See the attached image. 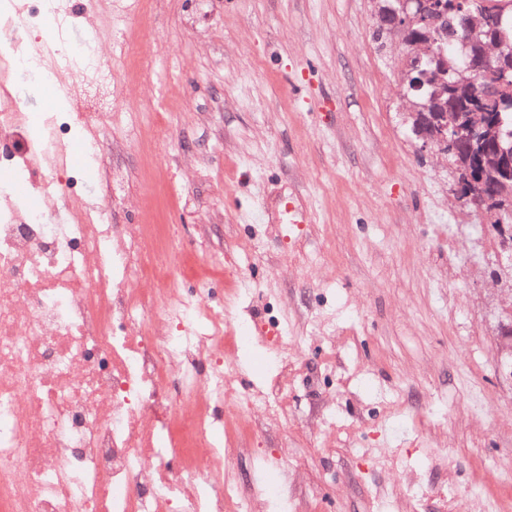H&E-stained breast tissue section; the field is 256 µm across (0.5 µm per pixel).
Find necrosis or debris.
<instances>
[{"label": "necrosis or debris", "instance_id": "4bbe7bcc", "mask_svg": "<svg viewBox=\"0 0 512 512\" xmlns=\"http://www.w3.org/2000/svg\"><path fill=\"white\" fill-rule=\"evenodd\" d=\"M70 26L69 0H28L0 29L11 74L65 98L111 85L100 47L119 19L86 16L76 44ZM116 112L0 98V512H267L288 501V451L256 479H225L250 432L217 409L285 420L288 338L266 331L279 376L241 392L227 350L250 336H225L206 289L180 293L141 225L113 223L126 179L103 138L82 143L83 165L68 157L78 130L109 128ZM97 171L101 203L74 204Z\"/></svg>", "mask_w": 512, "mask_h": 512}]
</instances>
